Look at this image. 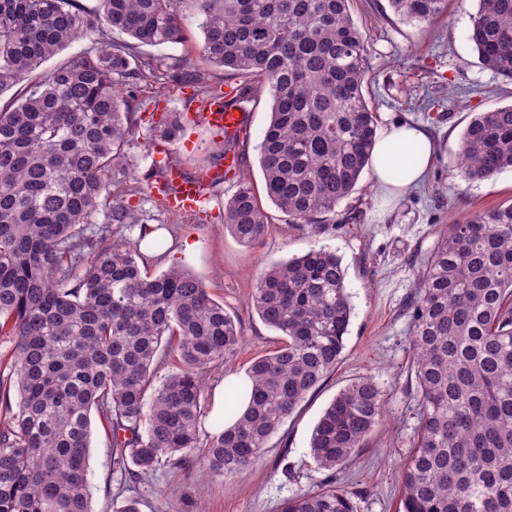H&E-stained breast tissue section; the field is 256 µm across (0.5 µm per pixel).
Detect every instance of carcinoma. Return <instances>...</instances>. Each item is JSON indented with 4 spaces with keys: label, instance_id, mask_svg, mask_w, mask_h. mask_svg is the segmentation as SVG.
Here are the masks:
<instances>
[{
    "label": "carcinoma",
    "instance_id": "1",
    "mask_svg": "<svg viewBox=\"0 0 512 512\" xmlns=\"http://www.w3.org/2000/svg\"><path fill=\"white\" fill-rule=\"evenodd\" d=\"M97 2L0 0V95L36 74L0 106V336L13 344L0 375V512H91L94 413L112 465L134 478L163 461L233 478L261 461L335 370L352 316L335 253L312 249L265 268L252 304L281 346L228 390L224 417L234 423L217 424L192 455L205 377L236 355L238 324L200 278L180 266L149 274L138 245L107 242L110 227L95 223L105 208L113 222L139 225L140 238L150 232L111 180L138 127L114 80L163 72L184 81L177 63L140 52L183 41V0ZM191 2L200 53L239 79L231 97L196 74L195 96L244 108L268 85L258 146L267 198L293 224L335 213L370 165L377 124L350 0ZM389 3L401 19L427 22L445 0ZM87 32L100 46L43 68ZM468 39L481 65L512 83V0H479ZM185 131L175 112L154 137L173 144ZM457 162L468 181L512 168V104L474 116ZM224 223L244 245L265 239L268 216L248 183L224 202ZM409 310L419 428L401 473L402 512H512V204L448 225ZM170 360L177 370L157 382ZM384 412L371 378L352 382L316 423L313 459L340 469ZM281 512L357 510L329 485L286 498Z\"/></svg>",
    "mask_w": 512,
    "mask_h": 512
}]
</instances>
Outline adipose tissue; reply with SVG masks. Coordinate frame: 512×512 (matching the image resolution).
Instances as JSON below:
<instances>
[{
  "instance_id": "ef3b65f1",
  "label": "adipose tissue",
  "mask_w": 512,
  "mask_h": 512,
  "mask_svg": "<svg viewBox=\"0 0 512 512\" xmlns=\"http://www.w3.org/2000/svg\"><path fill=\"white\" fill-rule=\"evenodd\" d=\"M428 133L406 124H393L376 138L372 176L379 187L403 190L421 181L432 161Z\"/></svg>"
}]
</instances>
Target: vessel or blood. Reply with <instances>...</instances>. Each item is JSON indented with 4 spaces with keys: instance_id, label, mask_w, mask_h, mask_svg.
<instances>
[{
    "instance_id": "1",
    "label": "vessel or blood",
    "mask_w": 512,
    "mask_h": 512,
    "mask_svg": "<svg viewBox=\"0 0 512 512\" xmlns=\"http://www.w3.org/2000/svg\"><path fill=\"white\" fill-rule=\"evenodd\" d=\"M189 123L201 124L228 137L245 136L248 114L234 105L223 106L209 102L187 114ZM240 168L237 154L227 153L223 165L186 172L181 166L170 164L164 169L161 187L173 211L193 214L202 210L209 200L213 184L223 181L225 173H236Z\"/></svg>"
}]
</instances>
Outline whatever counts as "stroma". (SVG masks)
Returning a JSON list of instances; mask_svg holds the SVG:
<instances>
[{"mask_svg":"<svg viewBox=\"0 0 512 512\" xmlns=\"http://www.w3.org/2000/svg\"><path fill=\"white\" fill-rule=\"evenodd\" d=\"M477 9L478 0H447L435 19L410 23L393 12L389 0H351L352 18L367 48L366 95L378 129L407 122L425 129L433 142L434 159L418 187L392 193L378 187L366 171L323 225L289 223L268 203L259 166L258 144L271 107V96L264 91L248 106L249 131L239 145V176L251 183L268 215L270 228L261 244L243 245L224 226V202L234 191L232 185L213 190L208 215L199 220L156 211L149 193L131 196V204L149 223L173 228L192 245L190 252L172 259L148 260V271L158 273L173 264L185 267L206 282L214 299L239 323L238 353L232 364L207 375L205 399H212L225 377L246 372L252 359L280 345L278 332L261 321L252 305L262 268L313 248L335 251L346 271L353 316L336 369L272 437L262 464L232 479L166 463L140 479L127 478L114 471L110 436L100 421H93L88 453L91 512H115L132 496L138 498L140 512H281L285 498L321 488L326 472L311 455L313 428L334 397L362 377L373 379L381 390L386 415L352 461L337 470L336 483L353 495L358 512H398L401 470L419 427L407 313L419 271L448 225L512 203V169L469 182L455 165L470 119L512 104V84L480 64L468 39ZM181 10L187 19L183 43L145 46L142 55L176 58L185 70L204 74L209 83L225 89L235 84L233 75L200 54L203 34L193 17L192 0H184ZM192 90V85L173 82L145 86L129 104L141 136L152 133L157 107L183 111ZM430 100L436 106L428 111L424 105ZM220 141L214 131L191 125L185 142L173 144L170 154L193 171L207 163Z\"/></svg>","mask_w":512,"mask_h":512,"instance_id":"1","label":"stroma"}]
</instances>
